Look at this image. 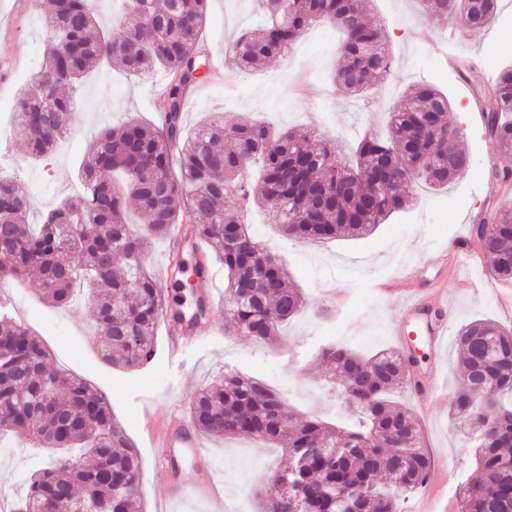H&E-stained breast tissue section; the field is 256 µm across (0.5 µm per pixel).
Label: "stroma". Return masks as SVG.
I'll return each instance as SVG.
<instances>
[{
	"mask_svg": "<svg viewBox=\"0 0 512 512\" xmlns=\"http://www.w3.org/2000/svg\"><path fill=\"white\" fill-rule=\"evenodd\" d=\"M16 2L0 0V28L17 29L13 44L0 46V107L6 109L14 108L19 90L40 69L44 46L52 35L48 0H34L21 17L15 12ZM365 9L370 21L382 23L392 61L388 80L367 98L345 96L331 86L328 76L336 64L340 36L330 24L318 23L277 67H228L220 75L206 74L198 105L184 114L191 129L215 112L230 120L249 113L279 128L314 131L335 142L339 156L346 157L364 133L385 135L388 113L402 105L410 86L426 82L448 96V122L459 131L458 146L469 158L466 170L447 188H417L408 210L369 235L300 243L279 231L272 213L257 209L247 213L241 211L238 198L226 200V208L239 212L241 220L283 262L307 303L303 312L290 319L277 343L223 334L224 306L219 303L211 318L220 336L196 349L183 366L169 365L158 356L146 367L129 371L103 360L100 343L91 334L92 311L82 299L62 309L51 307L32 280L0 290L17 317L41 338L52 365L92 384L135 444L143 475L142 512H213L210 500L202 496L183 502L167 499L171 475L158 469L155 450L144 439V410L160 418L186 411L194 395L216 376L236 370L278 391L296 416L310 414L312 403L319 402L324 406L323 419L343 418L344 404L327 387L325 367L317 358L319 349L339 342L370 356L393 348L390 332L402 317L401 308L377 300L374 281L435 278L439 259L451 255L456 242L469 234L476 214L495 205L512 206V187L495 193L487 188L499 149L483 134L474 112L485 91L486 73L512 66V0H501L482 34L458 29L455 52L462 63L458 70L444 66L442 27L423 14L418 0H366ZM260 21L254 0H208L202 39L212 54L227 57L240 31ZM231 85L237 91V106L228 109L224 90ZM164 86L157 74L132 77L106 69L90 76L78 89L69 139L37 162L29 160L28 143L19 132L0 135V157L9 160L19 188L30 198L27 223L39 222L63 198L60 173L75 175L101 129L130 118L157 121L154 102ZM443 287L454 303L448 319L447 364L453 385L460 387L464 380L459 330L476 319L512 327V286L491 277L486 258L476 252L463 261L459 277L444 280ZM333 288L343 290V302L329 298ZM419 423L431 467L421 489L399 493L396 512H459V500L449 489L472 473L474 451L464 447L450 408L434 406ZM204 444L210 469L196 472L192 458L186 457L180 461L182 475L223 484L226 512H233L244 493L252 512H257L258 493L273 471L286 464L284 452L209 436ZM36 458L24 434L15 431L0 438V489L9 498L25 491Z\"/></svg>",
	"mask_w": 512,
	"mask_h": 512,
	"instance_id": "1",
	"label": "stroma"
}]
</instances>
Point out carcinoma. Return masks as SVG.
Masks as SVG:
<instances>
[{"label": "carcinoma", "instance_id": "cac0c4a2", "mask_svg": "<svg viewBox=\"0 0 512 512\" xmlns=\"http://www.w3.org/2000/svg\"><path fill=\"white\" fill-rule=\"evenodd\" d=\"M91 0H53L52 40L44 63L18 94L17 128L40 160L65 133L73 93L102 62L115 61L131 75L160 72L167 78L157 111L165 124L129 120L99 132L82 163L80 191L50 210L39 224L25 223L30 202L12 175L0 171V282L34 280L57 307L87 290L95 335L108 348L103 358L135 370L156 353L161 294L144 270L151 241L166 239L175 224L201 216L192 235L224 266V315L229 331L267 341L304 307L289 286L282 262L224 208L242 196L274 212L280 231L296 240L371 233L403 210L415 187L441 189L468 166L458 131L448 125V96L428 83L407 93L390 112L385 138H362L351 163L336 159V146L272 132L243 117L224 116L185 131L183 112L200 81V32L207 0H124L118 39L101 28ZM261 25L242 32L232 50L241 67L272 65L317 21L342 33L333 84L359 95L391 71L383 29L365 19L366 0H255ZM423 12L480 33L496 15L498 0H419ZM512 67L497 74L483 104V133L499 146L502 162L490 181L509 187L512 163ZM146 226L140 235L127 222L126 200ZM470 242L489 261L497 280L512 283V207L495 206L472 226ZM465 384L454 406L469 424L477 468L461 490V512H512V331L476 319L458 334ZM328 383L344 391L350 424L315 416L290 426L284 398L261 382L225 371L201 389L188 407L192 424L217 438H251L286 445L290 464L275 475L299 497L300 512H396L397 495L423 485L430 468L418 423L391 394L406 381L408 363L396 351L364 358L340 344L319 350ZM23 430L31 448L77 450L35 472L27 492L8 512H68L73 503L96 505L114 487L107 512H131L142 471L138 454L98 391L84 379L49 365V353L22 321L0 310V434ZM384 472L391 483L381 484ZM262 512H294L286 491H266Z\"/></svg>", "mask_w": 512, "mask_h": 512}]
</instances>
